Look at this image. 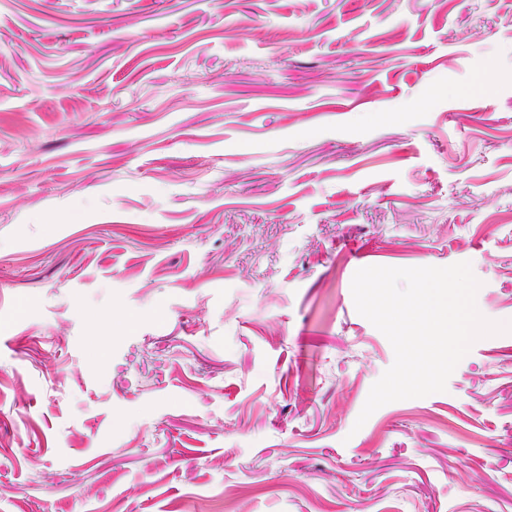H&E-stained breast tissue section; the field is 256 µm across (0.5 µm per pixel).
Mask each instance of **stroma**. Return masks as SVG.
I'll return each instance as SVG.
<instances>
[{"label":"stroma","instance_id":"35a3bbf8","mask_svg":"<svg viewBox=\"0 0 512 512\" xmlns=\"http://www.w3.org/2000/svg\"><path fill=\"white\" fill-rule=\"evenodd\" d=\"M512 321V0H0V512H512V333L355 422L372 267Z\"/></svg>","mask_w":512,"mask_h":512}]
</instances>
